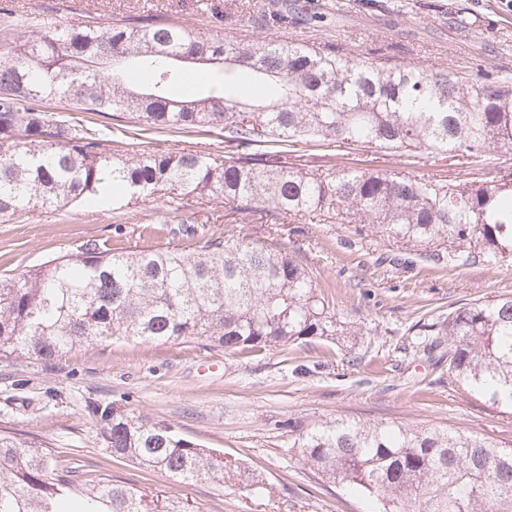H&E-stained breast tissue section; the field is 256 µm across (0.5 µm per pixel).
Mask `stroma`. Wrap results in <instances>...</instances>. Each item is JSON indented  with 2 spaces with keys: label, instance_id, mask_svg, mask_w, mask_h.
I'll list each match as a JSON object with an SVG mask.
<instances>
[{
  "label": "stroma",
  "instance_id": "35a3bbf8",
  "mask_svg": "<svg viewBox=\"0 0 512 512\" xmlns=\"http://www.w3.org/2000/svg\"><path fill=\"white\" fill-rule=\"evenodd\" d=\"M22 27L40 23L105 21L152 15L220 40L260 38L357 54L380 49L394 61L460 69L482 63L512 71V8L504 0H300L319 22L259 30L248 19L267 0H7ZM460 12L464 23H455ZM60 118H80L120 148L130 125L74 113L52 101ZM142 147L224 152V132L144 131ZM297 169L339 167L432 176L455 182L512 177V155L479 158L423 155L418 163L389 151L329 147L312 140L287 147ZM182 214L201 236L241 235L283 247L310 271L343 331L286 346L239 354L197 340L116 343L103 340L51 362H0V433L50 448L58 467L75 468L82 483L110 477L148 494L188 503L192 512H368L310 470L291 444L298 429L343 417L364 423L413 422L461 428L512 444V410L491 405L448 375L447 336L424 344L429 326L467 303L512 296V261L435 265L420 252L377 236L368 226L299 217L269 224L231 214L209 197L183 200ZM115 251L191 249L194 239L161 223L152 203L119 208L80 201L61 211L18 214L0 221V277L8 278L82 245ZM101 400L171 426L181 437L238 461L264 479L271 496L255 497L237 484L203 478L186 484L161 471L112 456L87 405Z\"/></svg>",
  "mask_w": 512,
  "mask_h": 512
}]
</instances>
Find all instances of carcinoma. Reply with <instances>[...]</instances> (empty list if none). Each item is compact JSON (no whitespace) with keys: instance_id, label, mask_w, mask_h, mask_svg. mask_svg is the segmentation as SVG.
I'll return each instance as SVG.
<instances>
[{"instance_id":"cac0c4a2","label":"carcinoma","mask_w":512,"mask_h":512,"mask_svg":"<svg viewBox=\"0 0 512 512\" xmlns=\"http://www.w3.org/2000/svg\"><path fill=\"white\" fill-rule=\"evenodd\" d=\"M297 4L276 0L252 16L286 27ZM126 60L117 70L99 57ZM193 56L224 73L192 99L171 90ZM277 86L245 99L238 77ZM66 99L79 112H127L156 130H224L229 155L197 150L120 153L97 131L46 110ZM319 139L412 158L512 154V80L481 65L428 70L373 54L304 44L240 45L151 16L125 24L50 25L28 35L0 28V218L172 194L208 196L234 213L368 224L443 264L512 256V192L380 170L303 171L278 147ZM307 270L288 252L243 238H207L190 251L103 249L75 253L0 279V361L50 362L102 339H196L227 351L336 335ZM448 373L494 405L512 408V296L461 306L444 326ZM105 448L184 482L235 480L263 496L266 483L171 427L96 403ZM292 447L323 479L375 502V512H512V446L459 429L343 418L298 433ZM0 512H191L183 502L93 480L76 484L51 451L0 434Z\"/></svg>"}]
</instances>
